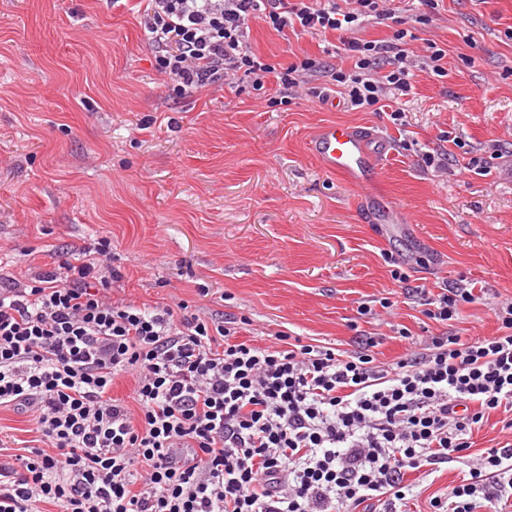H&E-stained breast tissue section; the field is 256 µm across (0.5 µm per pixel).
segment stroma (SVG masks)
I'll return each instance as SVG.
<instances>
[{
    "label": "stroma",
    "instance_id": "1",
    "mask_svg": "<svg viewBox=\"0 0 512 512\" xmlns=\"http://www.w3.org/2000/svg\"><path fill=\"white\" fill-rule=\"evenodd\" d=\"M438 10L409 48L443 44L448 75L416 72L399 125L387 107L273 105L225 88L176 100L130 0H0V274L27 283L106 240L114 299L247 320L261 346L284 333L352 352L371 336L389 363L414 336L497 335L494 307L512 300V0ZM343 37L249 28L253 50L284 66L304 51L350 68ZM330 122L388 138L365 188L308 153ZM388 204L403 224L376 223ZM445 283L477 296L448 326L423 313ZM465 469L408 473L415 512Z\"/></svg>",
    "mask_w": 512,
    "mask_h": 512
}]
</instances>
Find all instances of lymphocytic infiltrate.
Segmentation results:
<instances>
[{
  "mask_svg": "<svg viewBox=\"0 0 512 512\" xmlns=\"http://www.w3.org/2000/svg\"><path fill=\"white\" fill-rule=\"evenodd\" d=\"M138 3L156 68L179 97L245 82L376 112L390 92L409 94L415 71L445 74L447 48L427 42L413 60L410 28L355 37L394 18L387 0ZM254 19L299 37L347 31L353 65L325 70L304 55L275 66L248 42ZM109 257L102 247L31 284L0 280V408L28 414L41 440L0 462V512H402L407 472L464 457L467 478L433 497L430 512L512 500V443H471L491 413L512 416L511 303L495 309V336H434L385 365L371 339L350 354L273 350L183 309L113 299ZM474 300L472 289L444 286L424 314L445 323ZM131 372L127 405L110 388Z\"/></svg>",
  "mask_w": 512,
  "mask_h": 512,
  "instance_id": "1",
  "label": "lymphocytic infiltrate"
}]
</instances>
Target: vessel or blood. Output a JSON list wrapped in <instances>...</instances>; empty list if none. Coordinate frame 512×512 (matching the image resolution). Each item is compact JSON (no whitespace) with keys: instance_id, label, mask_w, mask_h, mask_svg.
<instances>
[{"instance_id":"vessel-or-blood-1","label":"vessel or blood","mask_w":512,"mask_h":512,"mask_svg":"<svg viewBox=\"0 0 512 512\" xmlns=\"http://www.w3.org/2000/svg\"><path fill=\"white\" fill-rule=\"evenodd\" d=\"M308 152L331 174L344 176L363 188L390 155L389 141L373 131L350 124L328 123L306 143Z\"/></svg>"}]
</instances>
